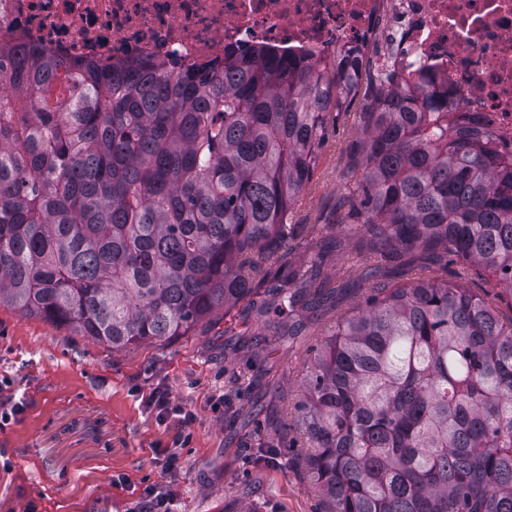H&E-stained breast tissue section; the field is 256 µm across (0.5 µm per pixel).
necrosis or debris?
I'll return each mask as SVG.
<instances>
[{"instance_id": "4bbe7bcc", "label": "necrosis or debris", "mask_w": 512, "mask_h": 512, "mask_svg": "<svg viewBox=\"0 0 512 512\" xmlns=\"http://www.w3.org/2000/svg\"><path fill=\"white\" fill-rule=\"evenodd\" d=\"M31 42L107 69L137 58L201 69L234 45L326 63L375 53L512 157V0H0V43Z\"/></svg>"}]
</instances>
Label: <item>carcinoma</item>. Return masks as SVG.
Wrapping results in <instances>:
<instances>
[{"label": "carcinoma", "instance_id": "1", "mask_svg": "<svg viewBox=\"0 0 512 512\" xmlns=\"http://www.w3.org/2000/svg\"><path fill=\"white\" fill-rule=\"evenodd\" d=\"M222 65L108 72L0 45V306L118 351L227 317L271 281L281 319L324 300V255L288 264V213L356 84L264 47ZM358 126L340 206L362 251L419 253L436 276L373 268L366 308L315 354L307 477L326 512H512V318L448 281L475 262L512 296V165L390 72Z\"/></svg>", "mask_w": 512, "mask_h": 512}]
</instances>
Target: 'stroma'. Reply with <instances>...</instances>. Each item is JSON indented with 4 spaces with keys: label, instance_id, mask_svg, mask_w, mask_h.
<instances>
[{
    "label": "stroma",
    "instance_id": "stroma-1",
    "mask_svg": "<svg viewBox=\"0 0 512 512\" xmlns=\"http://www.w3.org/2000/svg\"><path fill=\"white\" fill-rule=\"evenodd\" d=\"M356 125L351 112L330 128L288 215L294 266L309 265L301 238L346 193L339 174ZM358 230L337 225L342 247L322 266L336 292L297 309L293 336L271 335L243 301L186 335L115 351L0 307V389L21 406L0 424V512H132L150 484L172 487L174 512H323L305 474L297 405L307 360L370 295ZM159 388L190 422L158 419L146 401ZM270 438L282 444L273 459L260 448ZM166 448L180 456L177 472L164 467Z\"/></svg>",
    "mask_w": 512,
    "mask_h": 512
}]
</instances>
